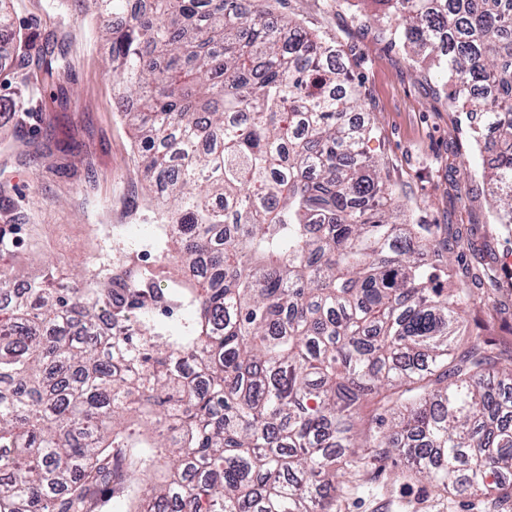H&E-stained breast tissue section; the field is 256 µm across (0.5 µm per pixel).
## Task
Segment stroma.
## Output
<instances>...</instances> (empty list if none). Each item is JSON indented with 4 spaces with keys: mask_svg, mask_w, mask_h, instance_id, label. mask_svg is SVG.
Wrapping results in <instances>:
<instances>
[{
    "mask_svg": "<svg viewBox=\"0 0 512 512\" xmlns=\"http://www.w3.org/2000/svg\"><path fill=\"white\" fill-rule=\"evenodd\" d=\"M21 35L54 34L64 49L62 85L38 79L36 62L19 65L0 49V103L16 104L0 120V224H32L21 251L30 271L47 262L70 270L98 263L94 225L121 234L129 218L152 217L137 169L132 131L117 110L107 72L110 47L83 0H13ZM367 0H278V15L337 40L362 86L367 149L395 194L400 221L449 224L467 233L466 261L485 267L498 289L472 305L469 320L512 322V224L499 223L465 112L448 106V90L426 65L413 63L367 17ZM417 489L396 472L370 469L351 479L342 512H415Z\"/></svg>",
    "mask_w": 512,
    "mask_h": 512,
    "instance_id": "35a3bbf8",
    "label": "stroma"
}]
</instances>
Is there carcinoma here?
I'll use <instances>...</instances> for the list:
<instances>
[{
    "mask_svg": "<svg viewBox=\"0 0 512 512\" xmlns=\"http://www.w3.org/2000/svg\"><path fill=\"white\" fill-rule=\"evenodd\" d=\"M86 2L164 215L140 247L181 275L112 239L98 269L32 276L0 226V512H94L128 448L124 512H340L339 478L393 455L512 512V368L484 325L458 351L475 294L439 225L397 222L337 42L273 0ZM371 2L473 119L512 224V0Z\"/></svg>",
    "mask_w": 512,
    "mask_h": 512,
    "instance_id": "carcinoma-1",
    "label": "carcinoma"
}]
</instances>
